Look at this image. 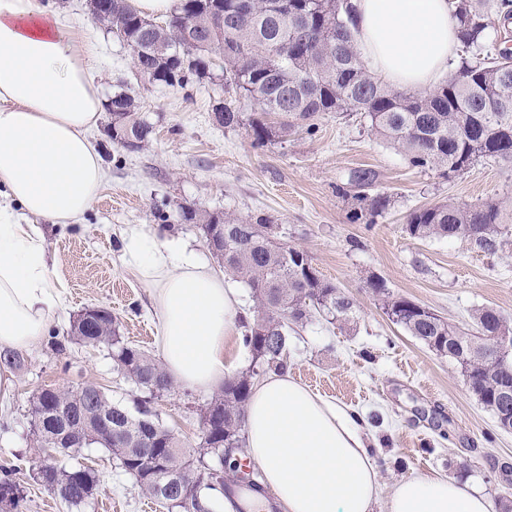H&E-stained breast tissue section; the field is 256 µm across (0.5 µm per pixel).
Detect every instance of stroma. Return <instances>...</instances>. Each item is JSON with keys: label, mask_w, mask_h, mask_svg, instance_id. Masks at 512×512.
<instances>
[{"label": "stroma", "mask_w": 512, "mask_h": 512, "mask_svg": "<svg viewBox=\"0 0 512 512\" xmlns=\"http://www.w3.org/2000/svg\"><path fill=\"white\" fill-rule=\"evenodd\" d=\"M42 2L73 38L97 41L94 75L104 98L126 92L153 127L150 145L131 152L113 140L112 116L103 112L89 133L106 172L97 201L79 223L38 221L52 283L64 288L55 331L66 335L82 310L103 307L117 317L126 342L161 355L153 289L127 261L125 230L145 224L159 238L181 239L203 252V231L185 220L183 206L266 218L273 235L306 251L321 277L347 292L357 309L345 328L319 316L297 328L288 342V373L307 386L321 380L324 396L367 419L384 485L417 475L467 481L492 500L491 512H502L499 498L512 502V431L498 428L447 358L388 319L367 281L381 279L390 292L464 328L474 327L476 310L485 306L512 316V248L490 256L463 239L420 240L406 231L412 211L445 200L512 205V164L481 158L448 178L412 167L399 149L372 135L358 112L327 113L314 134L295 128L287 139L254 148L247 126L227 128L213 119V107L224 97L221 70L183 87L142 83L129 50L92 20L86 0ZM363 172L373 191L390 197L371 224L350 221L352 200L342 194ZM24 358V369L0 388V469H12L26 488L17 512H68L32 478L34 463L49 451L28 441L31 396L93 382L113 401L126 403L137 389L103 347L73 342L58 355L43 344ZM211 399V393L178 385L155 407L193 448L201 437L200 411ZM78 460L98 470L101 480L87 512H101L114 498L122 512H165L138 495L134 479L103 449H83ZM463 462L468 470H460Z\"/></svg>", "instance_id": "stroma-1"}]
</instances>
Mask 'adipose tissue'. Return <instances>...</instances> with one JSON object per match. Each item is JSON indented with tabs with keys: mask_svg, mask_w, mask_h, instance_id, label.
<instances>
[{
	"mask_svg": "<svg viewBox=\"0 0 512 512\" xmlns=\"http://www.w3.org/2000/svg\"><path fill=\"white\" fill-rule=\"evenodd\" d=\"M355 37L380 81L402 90L436 88L457 56L451 0H352ZM96 47L76 42L38 0H0V350L29 351L62 306L51 283L39 225L15 210L73 224L96 202L106 173L89 139L103 110L90 74ZM129 264L154 290L168 374L196 390L223 385L224 346L235 336L237 293L187 245L132 227ZM261 474L263 491L225 500L224 512H490L467 482L417 476L384 487L372 462L368 424L291 375L270 373L246 407V446L228 456Z\"/></svg>",
	"mask_w": 512,
	"mask_h": 512,
	"instance_id": "ef3b65f1",
	"label": "adipose tissue"
}]
</instances>
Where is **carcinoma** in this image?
<instances>
[{
  "label": "carcinoma",
  "instance_id": "obj_1",
  "mask_svg": "<svg viewBox=\"0 0 512 512\" xmlns=\"http://www.w3.org/2000/svg\"><path fill=\"white\" fill-rule=\"evenodd\" d=\"M347 0H180L163 23L143 17L128 0H102V23L123 31L143 50L133 59L139 79L148 84L184 86L208 78L222 60L224 87L251 104L249 115L224 105V127L248 126L252 145L263 148L284 139L294 127L312 133L323 112H360L375 137L395 145L415 168L460 174L477 159L491 157L512 164V49L490 43L489 14L512 18L507 0H455L458 39L464 50L449 79L433 90L408 92L372 77L349 24ZM288 43V53L280 45ZM112 124L121 141L131 134L142 150L153 129L138 117L134 99L112 97ZM369 177L357 178L350 219L364 224L387 209L385 193L365 190ZM184 217L202 226L205 240L224 273L251 290L254 315L245 326L243 344L252 367L224 380V387L201 409L202 438L196 448L182 446L161 420L154 400L174 389L163 363L150 352L125 342L116 317L107 309L93 325L75 318L69 335L50 336L62 355L75 341L112 349L117 370L140 390L132 405L106 394L96 404L85 388L42 389L30 400L29 441L34 448H55L63 460L46 474L49 491L69 509H81L100 489L96 470L76 462L84 448H102L135 478L138 493L167 512H213L217 496H230L224 471L204 464L207 455L224 459V450L242 448L245 409L257 372L284 369L288 333L315 314L345 325L354 319L353 299L321 278L303 250L277 242L271 225L234 213L201 212L182 207ZM507 207L495 200L481 204L445 201L416 209L407 219L417 239L460 238L484 253L508 244ZM367 287L379 297L393 323L467 375L477 399L494 414L512 413V350L505 358L489 352L491 339L512 337V318L492 306L475 315L476 332L449 323L434 312L391 293L379 280ZM171 479L189 480L190 493L176 502L165 493ZM13 493L11 507L24 500V487L10 470L0 472V495Z\"/></svg>",
  "mask_w": 512,
  "mask_h": 512
}]
</instances>
